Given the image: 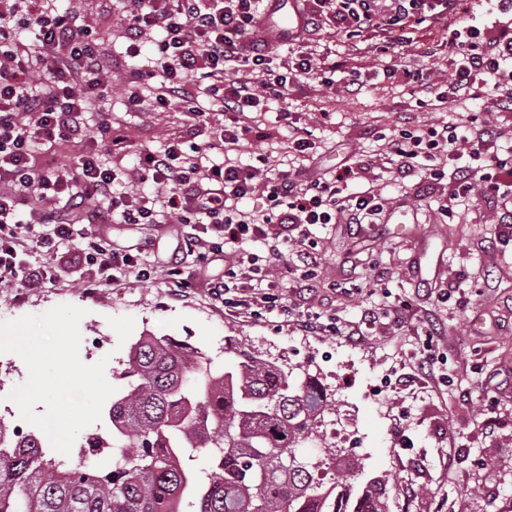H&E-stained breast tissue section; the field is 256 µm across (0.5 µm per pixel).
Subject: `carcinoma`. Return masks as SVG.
<instances>
[{"mask_svg":"<svg viewBox=\"0 0 512 512\" xmlns=\"http://www.w3.org/2000/svg\"><path fill=\"white\" fill-rule=\"evenodd\" d=\"M230 368L168 336H142L112 375L110 465L65 466L26 435L0 446V512H391L387 474L367 481L321 427L319 376L228 344ZM210 460L204 475L188 462Z\"/></svg>","mask_w":512,"mask_h":512,"instance_id":"obj_1","label":"carcinoma"}]
</instances>
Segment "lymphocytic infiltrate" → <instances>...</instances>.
Instances as JSON below:
<instances>
[{"mask_svg":"<svg viewBox=\"0 0 512 512\" xmlns=\"http://www.w3.org/2000/svg\"><path fill=\"white\" fill-rule=\"evenodd\" d=\"M82 0H11L0 10V283L22 281L30 287L55 283L60 250L91 240L88 259L99 282L117 278L150 279L154 262L118 255L105 241H92L95 224H179L181 251L206 270L223 256V275L206 278L209 294L229 295L239 267L254 263L244 245L265 241L270 255L283 258L298 228L332 224L345 218L360 224L381 213L385 201L373 185L347 195L342 185L362 182L364 168L353 163L331 178L313 176L305 163L275 169L232 162L213 163L207 147L192 141L140 150L131 173L109 168L102 151L129 149L128 138L111 122H101L102 148H84L87 115L112 94L102 65L103 43L81 8ZM125 54L133 59L123 87L132 109L150 102H178L198 123L212 113L234 114L216 138L234 146L252 129L253 113L284 99L291 83L311 73L310 56L297 63H275L257 24L264 0H119ZM500 32L491 41H459L451 60L453 74L436 99L450 104L478 99L500 88L512 68V0H496ZM319 15L349 34L382 30L384 41L368 48L374 57L403 55L405 31L430 18L459 12L462 0H312ZM159 33L152 53L143 40ZM485 129L461 118L429 127L423 134L403 130L389 139L386 152L402 176L419 174L448 180V215L476 193L498 196L512 191V166L489 149ZM81 145L74 157L38 160L36 143ZM467 153V165L449 168L450 159ZM262 196L266 210L256 216L242 203ZM276 232H269V225ZM43 249L44 262L31 264L30 247Z\"/></svg>","mask_w":512,"mask_h":512,"instance_id":"1","label":"lymphocytic infiltrate"}]
</instances>
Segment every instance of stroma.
Here are the masks:
<instances>
[{"label": "stroma", "instance_id": "stroma-1", "mask_svg": "<svg viewBox=\"0 0 512 512\" xmlns=\"http://www.w3.org/2000/svg\"><path fill=\"white\" fill-rule=\"evenodd\" d=\"M464 12L411 31L408 52L420 60L413 78L372 79L375 61L365 52L380 34L357 38L323 25L276 47L279 61L297 58L302 46L335 63L333 86L310 74L288 87L291 123L276 112L259 116L252 132L234 148L242 162L257 155L284 158L291 141L308 138L315 174H334L347 160L362 162L387 205L374 224H318L309 238L318 265L314 289L299 297L288 268L261 243H248L263 269L261 286L294 311L319 314L326 331L306 335L276 311L226 310L204 286L187 297L174 293L165 261L179 250L177 224H97L92 231L116 251L161 261L151 279H123L96 285V268L62 258L58 282L31 288L0 284V322L39 315L70 304L85 309L80 321V358L106 360L120 369L130 344L146 335L172 336L215 353L235 343L290 367L318 373L335 392L332 413L350 436L343 455L358 459L364 478L380 473L395 484L393 512H512V235L494 224L512 196H475L455 218L441 215L446 183L421 176L400 179L385 154V138L398 126L421 131L470 115L476 127L512 130V110L501 108L492 92L450 109L426 105L420 86H440L454 54L455 30L469 26L496 35L492 0H465ZM440 46L428 59L421 51ZM106 70L114 92L103 115L88 117V138H96L101 118L125 131L132 144L113 155L116 166L132 165L139 149L155 150L173 140L209 143L214 126H198L178 103L132 111L119 88L127 77L121 40L106 35ZM358 86H351V79ZM408 303L402 321L392 308ZM374 315L362 319L363 309ZM361 322L362 342L342 336L348 322ZM431 358L422 377L418 362Z\"/></svg>", "mask_w": 512, "mask_h": 512}]
</instances>
